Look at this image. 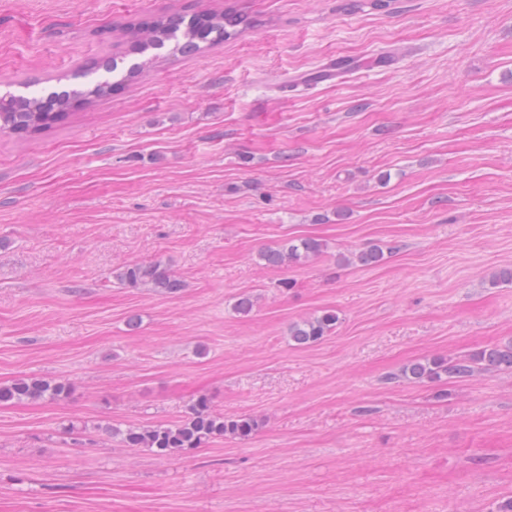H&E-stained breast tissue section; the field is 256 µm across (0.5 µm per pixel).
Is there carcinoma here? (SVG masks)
<instances>
[{
    "label": "carcinoma",
    "instance_id": "carcinoma-1",
    "mask_svg": "<svg viewBox=\"0 0 512 512\" xmlns=\"http://www.w3.org/2000/svg\"><path fill=\"white\" fill-rule=\"evenodd\" d=\"M250 25L248 18L233 10L210 14H165L133 24L127 35L130 52L144 54L173 43L172 53H192L200 44L222 42ZM112 92L109 82L97 83L84 89L62 90L48 97L43 94L12 96L0 105V131L31 134L57 122L77 100L91 102ZM322 251V244L305 239L289 242L280 249H269L262 254L265 263L278 266L288 261L300 263ZM118 279L130 287L152 285L169 293L181 288L178 279L171 276L159 262L135 263L125 266ZM338 317L332 310L293 324L289 329L291 340L298 346L318 342L336 329ZM506 366L512 369V344L483 349L475 354L451 359L433 357L425 362L408 365L404 376L414 380H437L471 377L480 369ZM71 392L68 382L22 378L0 386V403L39 401L45 398H66ZM259 429V421L245 416H226L212 409L208 398H197L185 412L182 420L173 425L149 427L127 426L115 430L128 448H148L166 455L201 448L210 440L224 436L245 439Z\"/></svg>",
    "mask_w": 512,
    "mask_h": 512
}]
</instances>
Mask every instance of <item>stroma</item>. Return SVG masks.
Masks as SVG:
<instances>
[{"label": "stroma", "mask_w": 512, "mask_h": 512, "mask_svg": "<svg viewBox=\"0 0 512 512\" xmlns=\"http://www.w3.org/2000/svg\"><path fill=\"white\" fill-rule=\"evenodd\" d=\"M0 0V95L102 79L120 30L233 8L254 27L166 57L40 133L0 132V512H494L512 370L404 378L512 340V0ZM337 60L344 74L288 94ZM322 252L268 266L266 248ZM380 246V262L354 253ZM161 263L182 283L128 288ZM255 300L238 313L242 296ZM324 310L335 331L298 346ZM247 440L172 456L115 431L199 396ZM117 277L129 287L153 285L155 288H163L169 293H175L182 286L180 281L171 276L158 262L127 265ZM337 322L336 313L325 310L321 314L293 324L289 329V336L298 346L310 345L331 335L336 329ZM70 392L71 385L68 382L22 378L11 384L0 386V403L66 398Z\"/></svg>", "instance_id": "stroma-1"}]
</instances>
